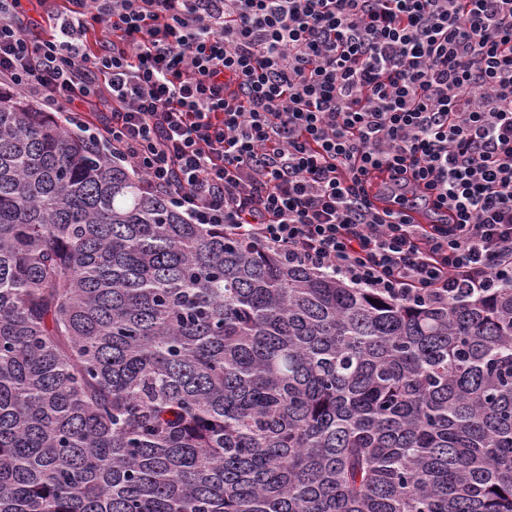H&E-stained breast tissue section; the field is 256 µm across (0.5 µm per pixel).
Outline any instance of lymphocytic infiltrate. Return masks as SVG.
I'll return each mask as SVG.
<instances>
[{
  "label": "lymphocytic infiltrate",
  "instance_id": "f902f5d3",
  "mask_svg": "<svg viewBox=\"0 0 512 512\" xmlns=\"http://www.w3.org/2000/svg\"><path fill=\"white\" fill-rule=\"evenodd\" d=\"M0 80L196 224L394 298L512 280V0H65Z\"/></svg>",
  "mask_w": 512,
  "mask_h": 512
}]
</instances>
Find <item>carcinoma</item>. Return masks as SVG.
<instances>
[{
  "mask_svg": "<svg viewBox=\"0 0 512 512\" xmlns=\"http://www.w3.org/2000/svg\"><path fill=\"white\" fill-rule=\"evenodd\" d=\"M0 512H512V282L290 265L0 90Z\"/></svg>",
  "mask_w": 512,
  "mask_h": 512,
  "instance_id": "carcinoma-1",
  "label": "carcinoma"
}]
</instances>
